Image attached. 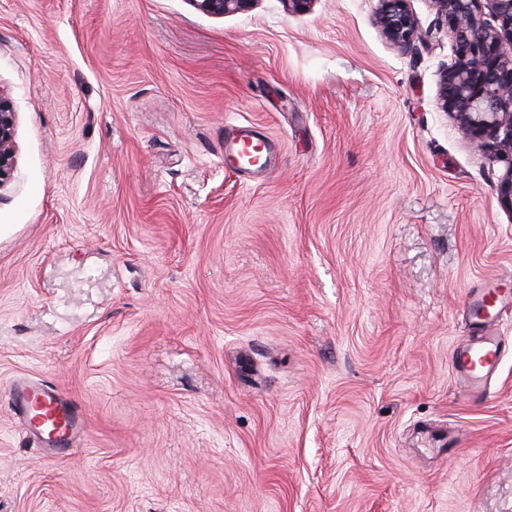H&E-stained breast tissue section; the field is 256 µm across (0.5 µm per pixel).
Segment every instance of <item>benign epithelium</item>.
I'll return each instance as SVG.
<instances>
[{"mask_svg": "<svg viewBox=\"0 0 512 512\" xmlns=\"http://www.w3.org/2000/svg\"><path fill=\"white\" fill-rule=\"evenodd\" d=\"M211 16L245 14L258 0H189ZM431 0L448 30L453 62L440 72L438 105L478 150L507 164L498 185L500 205L512 214V0ZM374 21L392 44L406 49L418 37L410 0H378ZM15 112L0 87V188L14 172Z\"/></svg>", "mask_w": 512, "mask_h": 512, "instance_id": "1", "label": "benign epithelium"}]
</instances>
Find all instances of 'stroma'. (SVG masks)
<instances>
[{"instance_id":"stroma-1","label":"stroma","mask_w":512,"mask_h":512,"mask_svg":"<svg viewBox=\"0 0 512 512\" xmlns=\"http://www.w3.org/2000/svg\"><path fill=\"white\" fill-rule=\"evenodd\" d=\"M0 0V512H512V351H451L512 289L505 164L437 105L430 0ZM276 145L225 167L224 125ZM27 376L86 428L45 456ZM191 5L211 16L245 14L250 12L258 0H188ZM410 0H378L374 21L392 44L406 49L418 37V21ZM15 112L11 97L0 86V189L14 172L15 164ZM510 302L511 299L507 294L501 293L497 288H491L478 294L473 305H477V311L478 309L483 311L484 323H489L498 318ZM507 350L508 342L492 332L469 336L454 348L452 367L464 382L465 391L471 398L480 399L484 396Z\"/></svg>"}]
</instances>
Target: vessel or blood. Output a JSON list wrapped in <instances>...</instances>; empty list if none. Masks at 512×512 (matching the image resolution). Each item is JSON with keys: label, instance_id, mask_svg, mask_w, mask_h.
Returning a JSON list of instances; mask_svg holds the SVG:
<instances>
[{"label": "vessel or blood", "instance_id": "obj_1", "mask_svg": "<svg viewBox=\"0 0 512 512\" xmlns=\"http://www.w3.org/2000/svg\"><path fill=\"white\" fill-rule=\"evenodd\" d=\"M256 133L244 124H225L224 161L241 163L253 144ZM512 303V297L491 288L477 296L476 305L482 310L485 322H492ZM507 342L498 334L487 332L468 337L457 345L451 364L464 383L466 393L474 399L482 398L496 373L500 360L507 351ZM11 406L25 422L28 434L52 450L69 445L82 420L75 404L59 391L28 379L15 380L11 387Z\"/></svg>", "mask_w": 512, "mask_h": 512}]
</instances>
